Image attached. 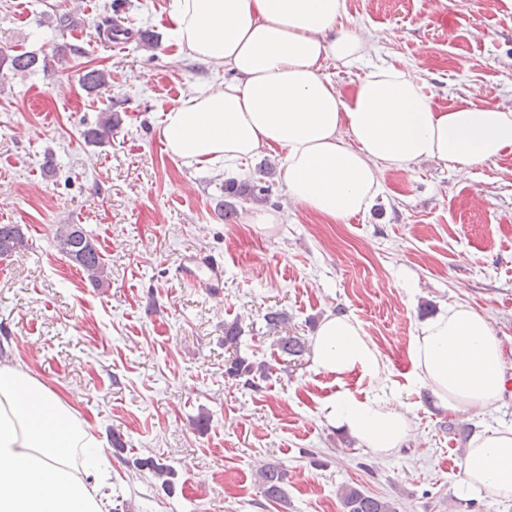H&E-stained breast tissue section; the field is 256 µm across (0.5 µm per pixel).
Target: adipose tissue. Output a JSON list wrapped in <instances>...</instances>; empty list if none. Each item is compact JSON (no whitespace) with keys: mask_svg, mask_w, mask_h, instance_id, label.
I'll use <instances>...</instances> for the list:
<instances>
[{"mask_svg":"<svg viewBox=\"0 0 512 512\" xmlns=\"http://www.w3.org/2000/svg\"><path fill=\"white\" fill-rule=\"evenodd\" d=\"M344 13L345 0H171L169 45L230 77L190 86L165 112L168 155L230 178L279 150L289 198L338 222L373 204L382 170L427 159L465 169L512 149V109L470 100L438 107L410 69L380 65L351 95L337 90L324 61L354 67L369 53ZM409 358L413 385L451 413L496 404L512 368L486 317L459 303L418 326ZM312 367L370 381L363 395L324 399L325 424L380 457L402 448L411 425L390 366L353 316L324 315ZM100 448L66 398L27 366L0 364V512H106ZM463 475L474 490L512 498V430L473 439Z\"/></svg>","mask_w":512,"mask_h":512,"instance_id":"1","label":"adipose tissue"}]
</instances>
